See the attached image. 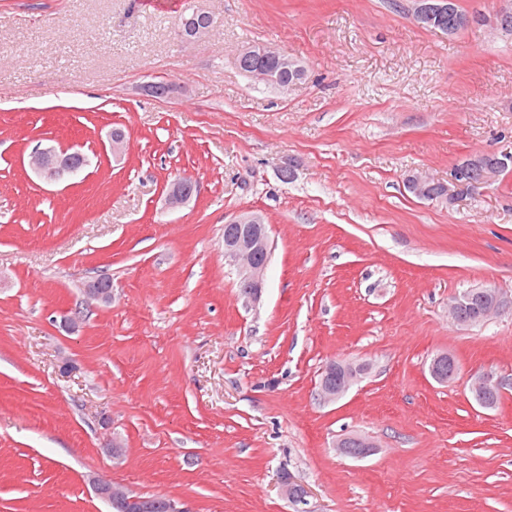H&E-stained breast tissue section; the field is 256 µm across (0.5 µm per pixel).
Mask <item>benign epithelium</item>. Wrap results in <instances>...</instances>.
Segmentation results:
<instances>
[{
    "mask_svg": "<svg viewBox=\"0 0 512 512\" xmlns=\"http://www.w3.org/2000/svg\"><path fill=\"white\" fill-rule=\"evenodd\" d=\"M511 13L512 0H500L499 8L492 15H462L458 17V24L468 27L478 21L484 26L498 30L501 20ZM194 15L199 19L195 29L188 33L182 29L178 30V36L185 44L206 39L216 27L214 15L206 9L199 6L194 10ZM255 54L272 64L270 68H260L252 72V77L259 81H276V72L279 70H287L294 74L292 80L288 81L290 87L300 83L305 77L303 67L285 53L263 44H254L243 52L245 56ZM29 165L39 178L47 183L57 182L65 176L63 159L59 151L52 147L35 149L30 156ZM500 172V166L488 165L481 167L477 177L465 179L461 172L453 171L446 182L413 173L406 177L405 184L417 188L416 194L423 199L453 205L461 195L474 192L493 182ZM188 182L187 178H179L169 185L166 194L168 208L178 209L191 199ZM433 184L443 187L440 194L427 193V187ZM225 228L224 260L237 267L239 287L243 288L244 292L243 298L256 300L264 286L271 251L268 225L261 214L246 212L225 224ZM505 308L506 303L495 289L481 287L452 296L448 302V315L454 323L465 327L472 325L475 318L484 321L503 312ZM331 375L338 377L334 384L329 380ZM362 375L363 370L358 366L332 361L326 366L324 377L319 383V396L325 402H335L345 396ZM468 381L473 399L481 408L484 407L486 394L501 393L512 385L511 381L488 369L471 372ZM97 490L105 498L122 502L125 512H155V500L151 497L129 494L109 483L98 485Z\"/></svg>",
    "mask_w": 512,
    "mask_h": 512,
    "instance_id": "1",
    "label": "benign epithelium"
}]
</instances>
